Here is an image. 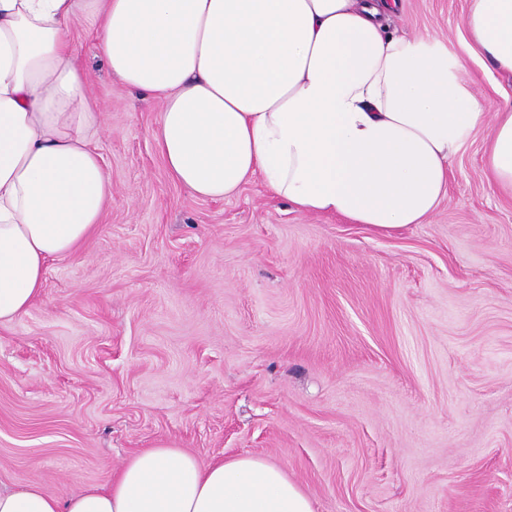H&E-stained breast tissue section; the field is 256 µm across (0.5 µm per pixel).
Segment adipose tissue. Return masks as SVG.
Returning <instances> with one entry per match:
<instances>
[{
	"mask_svg": "<svg viewBox=\"0 0 512 512\" xmlns=\"http://www.w3.org/2000/svg\"><path fill=\"white\" fill-rule=\"evenodd\" d=\"M398 0H0V323L39 298L47 263L102 219L112 182L103 117L68 36L99 12V51L125 88L161 103L170 177L206 199L261 176L298 210L389 230L421 224L453 155L492 123L487 168L512 191V104L486 108L439 42L390 32ZM471 58L512 74V0H470ZM0 512H314L269 459L210 464L167 444L133 454L107 488L67 497L34 482Z\"/></svg>",
	"mask_w": 512,
	"mask_h": 512,
	"instance_id": "1",
	"label": "adipose tissue"
}]
</instances>
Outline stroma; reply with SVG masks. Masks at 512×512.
Returning <instances> with one entry per match:
<instances>
[{
	"label": "stroma",
	"mask_w": 512,
	"mask_h": 512,
	"mask_svg": "<svg viewBox=\"0 0 512 512\" xmlns=\"http://www.w3.org/2000/svg\"><path fill=\"white\" fill-rule=\"evenodd\" d=\"M468 7L401 0L390 28L441 38L478 101L512 100V75L467 56ZM71 35L112 197L0 324V490L105 487L165 443L268 458L315 512H512V195L486 173L491 124L422 224L306 214L258 178L201 199L169 177L158 106L114 81L90 12Z\"/></svg>",
	"instance_id": "1"
}]
</instances>
